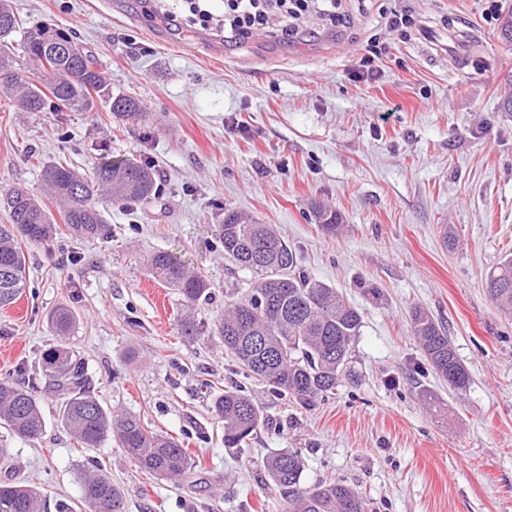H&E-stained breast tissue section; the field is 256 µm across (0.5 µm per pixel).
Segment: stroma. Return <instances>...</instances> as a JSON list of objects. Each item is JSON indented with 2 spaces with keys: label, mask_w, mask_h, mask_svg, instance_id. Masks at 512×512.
<instances>
[{
  "label": "stroma",
  "mask_w": 512,
  "mask_h": 512,
  "mask_svg": "<svg viewBox=\"0 0 512 512\" xmlns=\"http://www.w3.org/2000/svg\"><path fill=\"white\" fill-rule=\"evenodd\" d=\"M12 2L23 28L47 23L93 51L109 89L147 117L122 122L102 102L19 112L0 96V195L21 186L47 202L42 164L87 171L111 158L150 164L158 190L102 201L95 237L27 246L28 286L0 308V380L39 370L56 343L49 313L74 307L70 341L91 392L179 439L195 466L174 482L113 441L76 447L48 393L41 439L0 426L13 457L0 480L39 486L46 512L79 505V476L96 465L122 488L124 512H284L262 460L295 448L305 484L345 479L369 512H512V316L485 291L512 254V42L492 13L512 0H340L346 23L316 6L294 38L274 14L233 42L189 21L182 0ZM396 14L410 26L390 28ZM453 41L455 58L438 57ZM314 201L341 215L336 235L311 220ZM228 209L275 225L299 270L359 309V385L304 410L225 352L224 305L257 277L224 255L216 229ZM163 250L211 284L193 307L198 337L181 335L182 298L147 262ZM417 308L451 336L472 378L463 394L427 365L411 333ZM232 384L265 417L241 450L225 447L211 412Z\"/></svg>",
  "instance_id": "obj_1"
}]
</instances>
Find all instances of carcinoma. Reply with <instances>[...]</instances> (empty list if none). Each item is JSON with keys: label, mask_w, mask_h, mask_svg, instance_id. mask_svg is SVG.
<instances>
[{"label": "carcinoma", "mask_w": 512, "mask_h": 512, "mask_svg": "<svg viewBox=\"0 0 512 512\" xmlns=\"http://www.w3.org/2000/svg\"><path fill=\"white\" fill-rule=\"evenodd\" d=\"M18 28L8 0H0V91L20 88L22 111L90 112L100 98L120 120L141 116L135 99L109 92L91 51L50 27L25 36L22 51L37 69L19 76L13 69L11 39ZM42 177L61 206L58 219L22 187L0 197L12 218V223L0 225V307L14 303L27 287L22 244L52 239L59 219L74 235L91 236L103 223L95 196L128 202L157 190L150 165L126 160L101 162L90 176L66 163H49ZM311 216L324 233L336 235L340 216L335 210L314 202ZM218 234L224 255L261 274L245 296L224 306L216 326L224 348L248 375L303 408L315 406L344 381L358 385L351 346L361 327L359 310L335 288L298 271L295 252L272 225L232 210L224 213ZM149 265L155 276L177 288L188 306L208 294L209 281L186 269L173 253L158 251ZM486 291L497 307L512 312V257L490 272ZM76 321L75 310L67 305L51 312L50 326L61 344L44 353L41 362L47 390L57 397L61 424L83 448H96L111 437L149 474L169 480L185 475L193 462L178 439L149 429L136 415L105 409L86 389L82 358L66 343ZM411 332L433 374L454 392H465L471 377L443 324L416 309ZM40 377H30L25 385L0 382V421L19 438L36 440L44 433ZM212 410L224 422L226 448L243 449L264 422L258 404L236 386L225 388ZM263 467L285 502V512H367L363 495L344 479L305 485V461L297 450L274 452L263 459ZM42 501L43 494L30 485L0 482V512H43ZM81 505L87 512H123L124 494L103 470H87L81 477Z\"/></svg>", "instance_id": "carcinoma-1"}]
</instances>
